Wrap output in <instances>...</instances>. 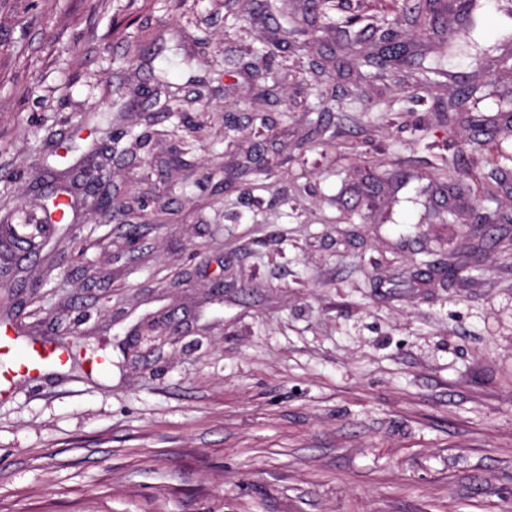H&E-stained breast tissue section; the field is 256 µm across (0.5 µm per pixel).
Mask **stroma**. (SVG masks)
<instances>
[{"label":"stroma","mask_w":512,"mask_h":512,"mask_svg":"<svg viewBox=\"0 0 512 512\" xmlns=\"http://www.w3.org/2000/svg\"><path fill=\"white\" fill-rule=\"evenodd\" d=\"M428 3L0 0V328L71 354L0 397V512H512L507 44L361 61Z\"/></svg>","instance_id":"1"}]
</instances>
